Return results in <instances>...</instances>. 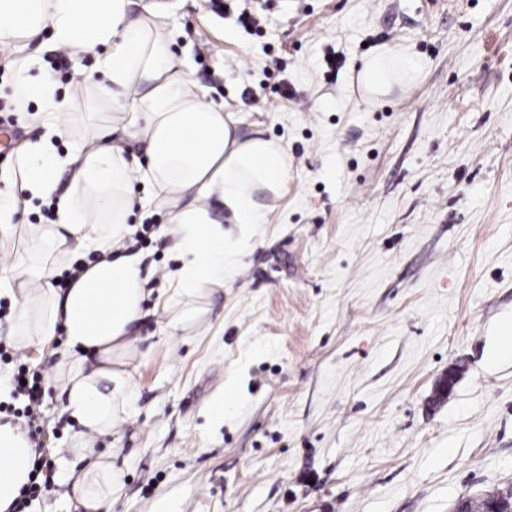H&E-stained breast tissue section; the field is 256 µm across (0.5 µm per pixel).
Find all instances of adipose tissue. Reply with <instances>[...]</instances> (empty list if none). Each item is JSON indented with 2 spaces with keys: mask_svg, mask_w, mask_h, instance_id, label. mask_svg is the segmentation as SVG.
<instances>
[{
  "mask_svg": "<svg viewBox=\"0 0 512 512\" xmlns=\"http://www.w3.org/2000/svg\"><path fill=\"white\" fill-rule=\"evenodd\" d=\"M132 0H0V43L23 54L15 62L13 88L20 102L39 103L43 132L17 150L18 170L0 190V244L10 243L19 209L55 198L54 223L38 225L26 251L0 263V296L13 303L12 340L18 348L50 345L64 334L66 346L51 381L65 395L76 421L74 452L88 464L73 484L79 512H106L122 489L112 460L92 457L96 437L118 428L133 389L128 358L139 353L138 327L150 290L138 255L123 253L135 232L134 208H165L179 265L157 288L155 306L177 331L205 313L214 291L259 243L274 201L288 190L292 157L280 140L242 133L223 106L208 101L185 61L171 51L165 5L155 0L132 14ZM50 32L56 50L78 56L104 47L100 70L109 79L112 110L121 137L145 145L138 166L101 129L80 136L68 153L55 142L70 133L66 100L55 97L53 76L40 70L26 48ZM420 66L410 54L383 45L366 57L358 74L367 99L379 101L416 86ZM69 172L67 188L58 175ZM150 191L136 199L135 181ZM95 249L68 287L55 285L59 266ZM35 451L24 429L0 423V512H8L28 480Z\"/></svg>",
  "mask_w": 512,
  "mask_h": 512,
  "instance_id": "obj_1",
  "label": "adipose tissue"
}]
</instances>
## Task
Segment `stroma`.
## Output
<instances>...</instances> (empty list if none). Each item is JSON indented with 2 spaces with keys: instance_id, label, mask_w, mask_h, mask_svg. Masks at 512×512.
I'll return each mask as SVG.
<instances>
[{
  "instance_id": "35a3bbf8",
  "label": "stroma",
  "mask_w": 512,
  "mask_h": 512,
  "mask_svg": "<svg viewBox=\"0 0 512 512\" xmlns=\"http://www.w3.org/2000/svg\"><path fill=\"white\" fill-rule=\"evenodd\" d=\"M193 81L243 132L293 157L287 194L200 323L140 327L133 400L94 449L117 454L111 512H452L512 487V0H166ZM260 29L243 27L242 12ZM414 54L405 93L357 89L381 45ZM37 56L71 136L112 123L74 59ZM126 245L154 279L168 214L133 211ZM449 395L436 398L448 370ZM224 421L207 408L225 386ZM46 385L37 440L55 488L29 512H73L77 424Z\"/></svg>"
}]
</instances>
